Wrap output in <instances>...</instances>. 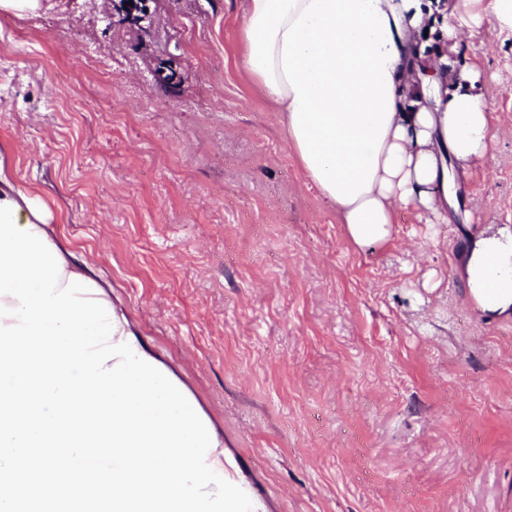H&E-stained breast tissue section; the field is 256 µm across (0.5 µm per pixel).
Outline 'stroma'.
<instances>
[{"instance_id": "obj_1", "label": "stroma", "mask_w": 512, "mask_h": 512, "mask_svg": "<svg viewBox=\"0 0 512 512\" xmlns=\"http://www.w3.org/2000/svg\"><path fill=\"white\" fill-rule=\"evenodd\" d=\"M0 10V175L112 286L224 436L266 512H512V318L460 272L512 231V33L485 19L495 139L461 181L472 213L400 212L362 249L297 162L238 53L246 0ZM177 74L174 92L162 77ZM133 2V5H129ZM148 0H121V19L136 32L149 35L154 30V15L147 6Z\"/></svg>"}]
</instances>
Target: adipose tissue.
Wrapping results in <instances>:
<instances>
[{"label":"adipose tissue","instance_id":"1","mask_svg":"<svg viewBox=\"0 0 512 512\" xmlns=\"http://www.w3.org/2000/svg\"><path fill=\"white\" fill-rule=\"evenodd\" d=\"M489 16L512 28V0H247L245 70L357 246L387 241L400 211L457 212L455 175L486 154L493 115L479 64L453 59ZM465 282L480 311L512 315V234L474 241Z\"/></svg>","mask_w":512,"mask_h":512}]
</instances>
